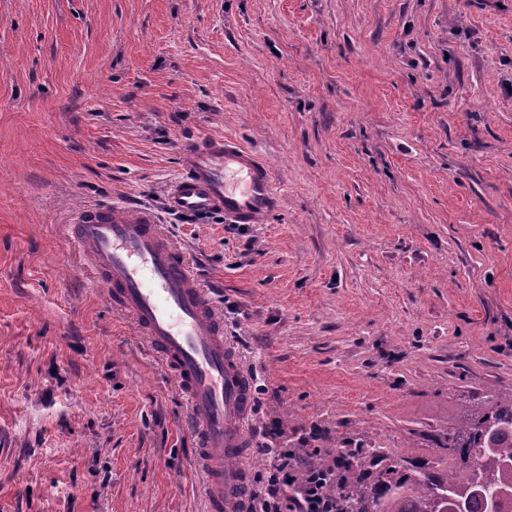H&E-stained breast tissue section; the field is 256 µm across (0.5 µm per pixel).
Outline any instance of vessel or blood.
Returning <instances> with one entry per match:
<instances>
[{"instance_id":"obj_1","label":"vessel or blood","mask_w":512,"mask_h":512,"mask_svg":"<svg viewBox=\"0 0 512 512\" xmlns=\"http://www.w3.org/2000/svg\"><path fill=\"white\" fill-rule=\"evenodd\" d=\"M182 159L184 172L167 199L173 211L219 212L232 224H260L279 206L271 168L235 138L199 137L185 145ZM67 235L106 298L131 316L184 394L206 512H249L250 475L242 461L250 446V382L187 253L144 208L83 206Z\"/></svg>"}]
</instances>
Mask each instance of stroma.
<instances>
[{"label": "stroma", "mask_w": 512, "mask_h": 512, "mask_svg": "<svg viewBox=\"0 0 512 512\" xmlns=\"http://www.w3.org/2000/svg\"><path fill=\"white\" fill-rule=\"evenodd\" d=\"M273 167L265 223L170 211L181 141ZM147 206L262 430L404 475L512 392V0H0V512H205L188 405L65 241Z\"/></svg>", "instance_id": "obj_1"}]
</instances>
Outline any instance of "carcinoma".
Segmentation results:
<instances>
[{
	"label": "carcinoma",
	"instance_id": "carcinoma-1",
	"mask_svg": "<svg viewBox=\"0 0 512 512\" xmlns=\"http://www.w3.org/2000/svg\"><path fill=\"white\" fill-rule=\"evenodd\" d=\"M456 468L415 471L395 482L336 478L342 512H512V393L448 433Z\"/></svg>",
	"mask_w": 512,
	"mask_h": 512
}]
</instances>
